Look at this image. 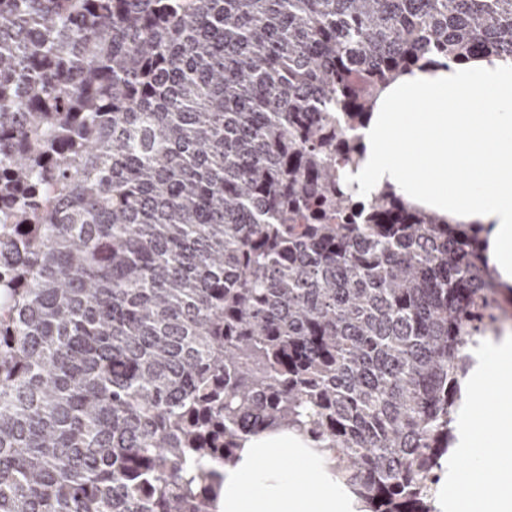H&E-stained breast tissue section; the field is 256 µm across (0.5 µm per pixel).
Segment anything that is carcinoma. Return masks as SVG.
<instances>
[{"mask_svg":"<svg viewBox=\"0 0 512 512\" xmlns=\"http://www.w3.org/2000/svg\"><path fill=\"white\" fill-rule=\"evenodd\" d=\"M512 0H0V512H215L266 429L434 512L479 232L341 172L404 70Z\"/></svg>","mask_w":512,"mask_h":512,"instance_id":"1","label":"carcinoma"}]
</instances>
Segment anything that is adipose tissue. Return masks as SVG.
Instances as JSON below:
<instances>
[{
  "instance_id": "adipose-tissue-1",
  "label": "adipose tissue",
  "mask_w": 512,
  "mask_h": 512,
  "mask_svg": "<svg viewBox=\"0 0 512 512\" xmlns=\"http://www.w3.org/2000/svg\"><path fill=\"white\" fill-rule=\"evenodd\" d=\"M356 134L364 148L343 178L357 198L384 188L449 223L483 227L486 255L512 288V57L449 60L398 76ZM453 424L456 450L474 451L469 471L444 467L437 512H512V334L475 350ZM488 396L491 409L468 408ZM501 461L483 481L479 464ZM219 512H361L336 464L295 431H263L244 441L220 471Z\"/></svg>"
}]
</instances>
